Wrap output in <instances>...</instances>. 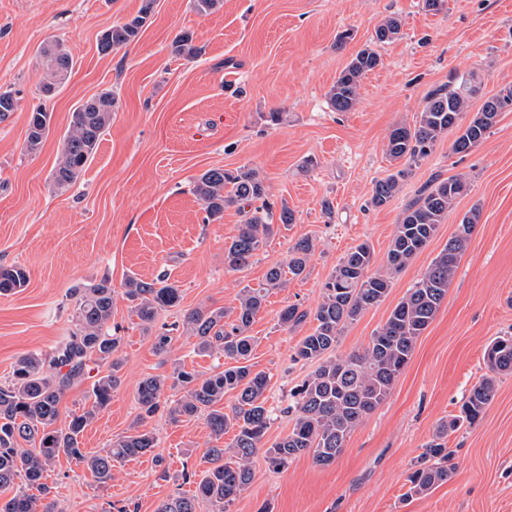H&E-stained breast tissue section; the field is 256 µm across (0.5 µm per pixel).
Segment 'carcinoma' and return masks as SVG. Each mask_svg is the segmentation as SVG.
Wrapping results in <instances>:
<instances>
[{"mask_svg": "<svg viewBox=\"0 0 512 512\" xmlns=\"http://www.w3.org/2000/svg\"><path fill=\"white\" fill-rule=\"evenodd\" d=\"M153 3L154 0H142L135 17L105 31L99 43L101 51L109 52L132 42L150 16ZM401 36V20L393 16L386 18L375 31L378 43H390ZM42 56L41 93L48 97L71 72L73 57L58 42L43 48ZM380 62L375 49L360 50L331 86L328 92L331 107L337 112L353 109L362 78ZM477 90L473 76H456L427 92L414 126L398 125L391 130L386 153L391 161L402 164V169L374 183L372 206L387 205L399 190L400 178L427 156L448 131L459 132L452 151L467 153L486 138L501 113L512 111V88H509L487 98L480 111L465 126H460L469 99ZM16 107L14 94L0 90V122L7 120ZM115 110L117 100L110 91H103L74 109L61 158L52 173L57 187L66 189L75 183L96 152ZM51 119L52 113L43 107L30 112L28 151L40 148L49 133ZM466 191L467 183L459 177L433 179L404 208L384 269L369 272L373 250L362 242L339 260L324 284L321 301L314 311L302 310L295 304L281 310L279 321L284 326L294 327L313 319L315 326L298 343L295 360L315 363L317 367L291 391L287 413L292 416V427L288 434L268 448H262V441L274 420V409L267 406L269 376L251 363L255 337L249 330L268 289L282 286L288 274H303L314 252L312 241L298 239L289 249L288 261L272 265L264 283L240 291L237 306L229 310L195 308L183 314L182 327L195 337V351L222 356L230 365L205 378L194 371L178 369L176 380L184 395L177 400L164 398L166 378L162 376L148 375L140 382L139 421L161 409L174 424L203 416L216 441L207 449L210 467L202 472L195 494L176 492L162 501L155 512H198L201 500L217 507V512H226V506L250 484V460L260 451L269 468L277 472L303 455L312 456L313 462L320 466L336 461L351 432L387 398L410 360L416 340L435 318L477 224V212L464 214L448 244L421 279L407 290L363 352L335 355L339 336L347 325L386 298L394 276L424 250L439 225L447 221L456 200ZM193 192L203 202L211 220L222 218L230 206L243 213L237 234L224 248V265L232 270L247 267L266 239L295 223L294 212L285 203L281 204L279 215H274L272 206L265 200L264 181L253 168L208 169L194 182ZM28 280L25 267L0 266V295L22 290ZM74 294L77 296L75 330L49 355L28 353L19 357L9 381L0 384V489H16L11 497L0 500V512H56L55 502L49 499L50 488L42 479L62 454L106 484L112 480L114 467L156 448L154 433L140 430L136 425L130 434L119 437L102 452L89 454L81 448L84 430L110 405L112 392L121 384L123 360L119 356L121 338L113 335L108 327L115 294L112 283L101 280L87 288L74 289ZM123 295L131 302L133 313L146 331L154 326L160 312L180 302L179 288L165 280L130 277L124 283ZM484 360L487 373L462 402L459 414L440 426L418 464L411 468L406 496L425 494L448 481L454 470L445 442L448 432L475 424L494 395L497 376L512 374V336H500L492 341L485 350ZM91 362L107 366V373L92 385L91 407L58 425L63 396L85 376ZM229 392L235 394L236 403L228 414L224 412V395ZM231 428L236 431L233 446L217 445Z\"/></svg>", "mask_w": 512, "mask_h": 512, "instance_id": "1", "label": "carcinoma"}]
</instances>
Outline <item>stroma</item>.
Returning <instances> with one entry per match:
<instances>
[{"instance_id":"1","label":"stroma","mask_w":512,"mask_h":512,"mask_svg":"<svg viewBox=\"0 0 512 512\" xmlns=\"http://www.w3.org/2000/svg\"><path fill=\"white\" fill-rule=\"evenodd\" d=\"M141 4L0 0V90L18 100L0 122V265L19 264L29 273L26 288L0 295V383L20 356L49 353L69 336L73 289L105 277L117 288L130 276H169L181 299L157 319L171 330L168 354L156 352L129 302L114 297L122 383L82 437L88 453L107 449L135 423L145 376L169 377L181 366L203 376L223 368L224 358L194 353L181 327L184 312L236 306L242 288L258 286L272 264L287 262L297 239L308 237L315 251L305 272L268 292L250 329L252 361L270 377L267 403L279 410L264 438L272 444L292 425L284 412L290 392L315 369L293 359L313 321L282 326L281 310L296 304L314 311L340 258L361 242L372 247V270L383 269L406 205L434 176H460L468 190L445 224L336 346L340 356L363 351L462 216L479 210L448 295L387 399L331 465L304 455L276 472L255 455L253 479L227 512H258L265 504L270 512H512V375L498 379L477 424L449 433L455 470L448 482L403 497L412 465L485 373L487 345L512 333V112L465 155L453 153L456 134L448 132L390 203L369 204L375 181L398 169L386 154L390 130L415 122L432 86L474 74V112L512 88V0H447L436 14L422 0H224L208 15L194 0H155L139 36L102 53V33L133 18ZM393 14L402 21L401 38L376 45L381 63L363 77L358 104L333 111L327 93L339 72ZM184 32L198 50L191 59L172 52ZM54 40L74 67L46 101L39 50ZM105 90L118 103L112 122L76 183L57 189L51 175L70 114ZM41 104L52 114L51 130L31 153L28 117ZM273 112L281 115L275 124ZM307 158L316 165L306 172ZM243 166L260 172L269 201L287 202L296 221L271 237L252 265L232 270L224 265V246L242 216L231 207L222 219L207 220L193 182L211 168ZM327 201L333 214L324 211ZM146 427L157 436L155 453L116 467L108 484L60 457L46 479L59 512H108L114 504L155 512L171 494H192L212 444L204 418L174 424L161 412Z\"/></svg>"}]
</instances>
